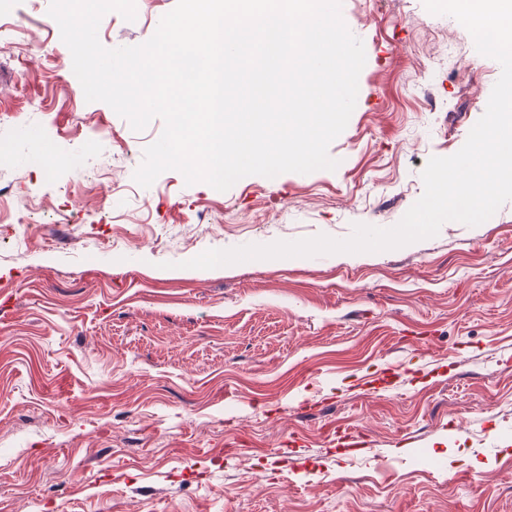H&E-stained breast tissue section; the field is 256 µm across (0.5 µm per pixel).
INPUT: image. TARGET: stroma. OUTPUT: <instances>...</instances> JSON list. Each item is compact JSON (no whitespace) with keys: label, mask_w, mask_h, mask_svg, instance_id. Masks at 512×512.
Returning a JSON list of instances; mask_svg holds the SVG:
<instances>
[{"label":"stroma","mask_w":512,"mask_h":512,"mask_svg":"<svg viewBox=\"0 0 512 512\" xmlns=\"http://www.w3.org/2000/svg\"><path fill=\"white\" fill-rule=\"evenodd\" d=\"M176 4L108 13L99 40L141 44ZM49 6L21 0L0 43V512H512V201L343 261L182 266L396 225L499 63L423 0H342L366 64L336 170L144 188L162 120L86 102ZM36 145L89 167L47 175Z\"/></svg>","instance_id":"stroma-1"}]
</instances>
